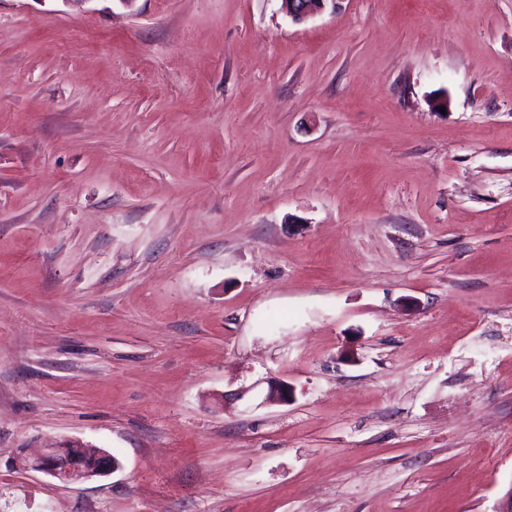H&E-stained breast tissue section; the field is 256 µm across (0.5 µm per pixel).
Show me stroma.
Returning <instances> with one entry per match:
<instances>
[{
	"instance_id": "1",
	"label": "stroma",
	"mask_w": 512,
	"mask_h": 512,
	"mask_svg": "<svg viewBox=\"0 0 512 512\" xmlns=\"http://www.w3.org/2000/svg\"><path fill=\"white\" fill-rule=\"evenodd\" d=\"M511 488L512 0H0V512ZM339 0H282L283 9L295 24H302L331 9L336 12ZM70 443L77 445L79 448L70 446L68 452L78 456H82L84 452L87 456H93L94 460L98 461V465L87 468L80 460L65 458L67 446L61 445L42 448L35 455H28L26 451H23L17 455L15 465L18 468L41 472L63 483H74L107 476L118 468L119 464L112 460V455L108 452L88 448L79 441H70ZM62 458L64 459L62 460Z\"/></svg>"
}]
</instances>
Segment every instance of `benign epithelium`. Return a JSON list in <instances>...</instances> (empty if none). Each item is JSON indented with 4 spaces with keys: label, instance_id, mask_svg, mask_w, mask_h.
<instances>
[{
    "label": "benign epithelium",
    "instance_id": "obj_1",
    "mask_svg": "<svg viewBox=\"0 0 512 512\" xmlns=\"http://www.w3.org/2000/svg\"><path fill=\"white\" fill-rule=\"evenodd\" d=\"M338 2L339 0H282V5L293 23L302 24L328 9L336 10ZM292 397V387L284 381L275 380L269 385L266 400L270 403L284 404L291 401ZM75 445L98 461V465L88 468L79 460L66 458L67 447L61 445L43 448L35 455L23 452L17 455L15 465L18 468L41 472L63 483L107 476L118 468V463L112 460V455L108 452L89 448L78 441Z\"/></svg>",
    "mask_w": 512,
    "mask_h": 512
}]
</instances>
